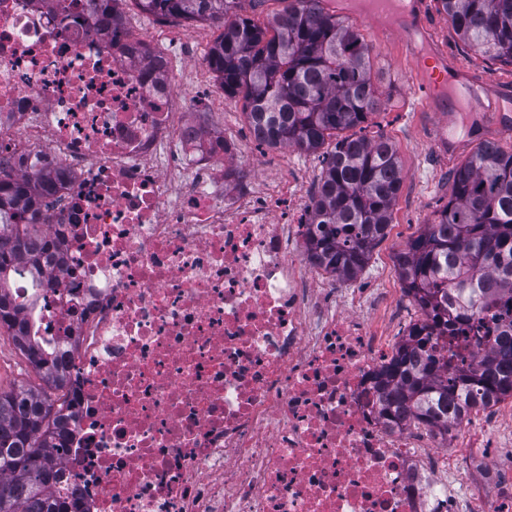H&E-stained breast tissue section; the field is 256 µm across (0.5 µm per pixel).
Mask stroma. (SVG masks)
<instances>
[{"label": "stroma", "mask_w": 512, "mask_h": 512, "mask_svg": "<svg viewBox=\"0 0 512 512\" xmlns=\"http://www.w3.org/2000/svg\"><path fill=\"white\" fill-rule=\"evenodd\" d=\"M123 13L132 26L180 32L181 63L185 66L204 59L219 35L213 23L160 19L142 13L131 0H125ZM428 15L439 44L452 59L486 80L512 79V65L484 57L460 40L438 0H428ZM347 21L372 48L375 83L384 102L381 112L371 116L364 134L369 138L380 134L389 139L397 151L403 179L385 239L373 250L363 274L350 282L340 281L339 286L369 289L364 311L375 312L377 303H386L396 321L395 332L401 336L418 311L403 289L395 256L448 203L452 195V173L466 161L469 153L464 150L450 157L444 152L435 133L438 115L429 111L415 91L413 64L402 37L378 33L360 14L348 15ZM186 110L213 113L212 128L217 132L235 136L250 131L242 100L225 96L215 78L210 81L209 94L189 97ZM246 169L270 185L294 184L306 202L320 175L321 160L318 155L293 148L255 146L250 150ZM23 382L35 386L39 380L7 334L0 331V390H10Z\"/></svg>", "instance_id": "35a3bbf8"}]
</instances>
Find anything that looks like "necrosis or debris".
Returning a JSON list of instances; mask_svg holds the SVG:
<instances>
[{
  "label": "necrosis or debris",
  "instance_id": "necrosis-or-debris-1",
  "mask_svg": "<svg viewBox=\"0 0 512 512\" xmlns=\"http://www.w3.org/2000/svg\"><path fill=\"white\" fill-rule=\"evenodd\" d=\"M91 0H0V161L55 173L67 247L37 326L68 372L60 494L83 512H512V466L465 467L375 377L389 320L346 310L246 174L184 115L193 71Z\"/></svg>",
  "mask_w": 512,
  "mask_h": 512
}]
</instances>
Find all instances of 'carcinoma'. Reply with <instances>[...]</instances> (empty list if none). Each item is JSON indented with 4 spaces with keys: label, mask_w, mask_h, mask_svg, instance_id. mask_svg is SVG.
I'll return each instance as SVG.
<instances>
[{
    "label": "carcinoma",
    "mask_w": 512,
    "mask_h": 512,
    "mask_svg": "<svg viewBox=\"0 0 512 512\" xmlns=\"http://www.w3.org/2000/svg\"><path fill=\"white\" fill-rule=\"evenodd\" d=\"M161 18L212 21L223 31L207 53L224 95L241 98L255 138L271 148L318 152L321 174L301 225L310 260L354 280L385 238L401 186L388 139L353 138L382 108L370 47L323 0H290L264 23L241 0H134ZM455 33L481 54L512 64V0H439ZM49 173L0 167V330L42 382L0 391V512H82L62 496L57 461L69 431L67 383L49 343L36 336L34 305L10 293L14 278L45 287L60 263L48 240ZM399 277L422 312L378 374L380 414L446 435L453 423L512 398V313L498 318L490 350L448 376L434 340L465 332L470 319L512 300V152L479 145L453 175L452 197L396 256Z\"/></svg>",
    "instance_id": "carcinoma-1"
}]
</instances>
